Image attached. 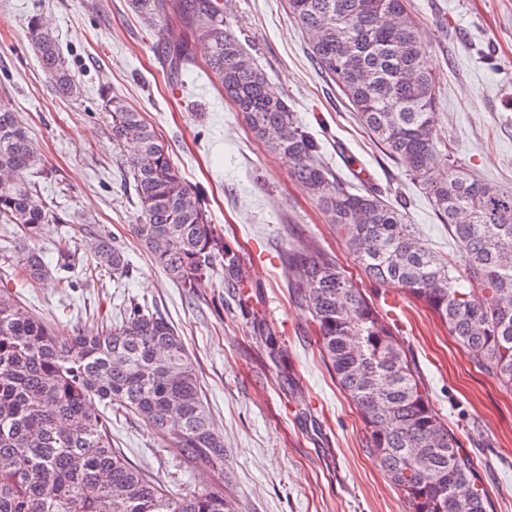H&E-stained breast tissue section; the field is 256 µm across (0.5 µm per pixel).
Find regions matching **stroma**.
<instances>
[{
  "label": "stroma",
  "instance_id": "obj_1",
  "mask_svg": "<svg viewBox=\"0 0 512 512\" xmlns=\"http://www.w3.org/2000/svg\"><path fill=\"white\" fill-rule=\"evenodd\" d=\"M437 92L439 135L451 158L481 180L512 190V0H410ZM45 16L80 87L60 96L26 31ZM245 51L285 95L352 191L372 185L405 202L434 251L457 255L448 227L416 183L373 143L336 85L313 66L308 40L285 0H224ZM159 39L125 0H0V103L20 112L43 171L38 191L61 215L40 247L55 265L68 228L81 264L109 232L128 253L129 275L21 284L20 300L64 334L91 333L130 301L148 303L175 327L193 359L224 438V493L240 512H407L384 466L367 448L362 419L336 386L309 311L288 288L284 255L297 240L333 252L376 305L400 306L399 335L435 408L478 464L493 512H512V391L481 372L426 308L392 286L370 284L311 192L269 153L204 69L206 49L181 80L168 77ZM141 112L201 192L216 232L234 244L238 285L220 275L184 290L155 265L131 226L137 221L126 149L112 143L106 94ZM373 179L359 181L361 170ZM112 444L143 473L186 488L216 482L209 469L174 456L136 418L112 419Z\"/></svg>",
  "mask_w": 512,
  "mask_h": 512
}]
</instances>
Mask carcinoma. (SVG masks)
I'll use <instances>...</instances> for the list:
<instances>
[{"instance_id":"carcinoma-1","label":"carcinoma","mask_w":512,"mask_h":512,"mask_svg":"<svg viewBox=\"0 0 512 512\" xmlns=\"http://www.w3.org/2000/svg\"><path fill=\"white\" fill-rule=\"evenodd\" d=\"M152 27L187 35L157 55L180 75L192 42L224 96L290 174L317 198L368 281L392 284L428 308L481 371L512 389V191L474 177L440 151L436 91L407 0H288L317 69L349 101L360 125L429 195L459 247L433 251L404 205L368 187L353 193L323 160L319 141L244 51L224 18V0H128ZM28 39L64 97L79 89L48 21L30 18ZM112 143L135 144L126 159L139 207L134 233L182 288L224 269L239 282L236 249L216 234L201 194L174 165L143 115L114 95L105 102ZM41 173L28 132L0 105V223L13 225L22 277L48 275L37 247L61 221L37 190ZM288 288L312 313L319 351L351 399L378 455L413 512H491L473 457L430 403L425 385L379 310L336 257L309 243L287 254ZM126 274V253L99 236L87 269ZM137 417L175 454L224 476V440L197 370L173 326L145 305L95 336H61L0 288V512H239L219 485L175 489L112 447L109 417L92 399Z\"/></svg>"}]
</instances>
